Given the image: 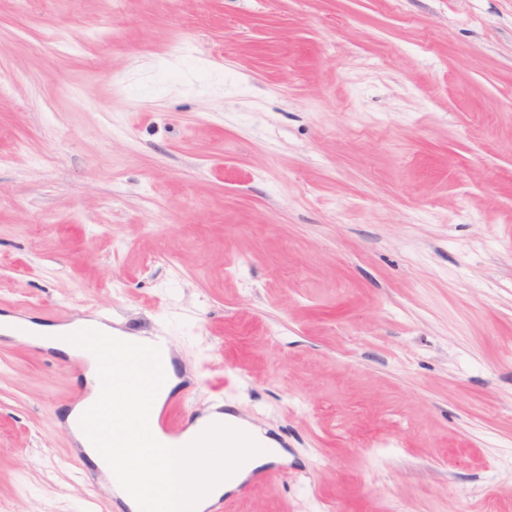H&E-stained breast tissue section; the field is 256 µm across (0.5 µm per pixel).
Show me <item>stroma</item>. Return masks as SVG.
<instances>
[{"label":"stroma","instance_id":"stroma-1","mask_svg":"<svg viewBox=\"0 0 512 512\" xmlns=\"http://www.w3.org/2000/svg\"><path fill=\"white\" fill-rule=\"evenodd\" d=\"M0 85V313L167 336L234 512H512V0H0ZM83 371L0 335V512H127Z\"/></svg>","mask_w":512,"mask_h":512}]
</instances>
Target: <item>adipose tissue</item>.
<instances>
[{
	"label": "adipose tissue",
	"instance_id": "1",
	"mask_svg": "<svg viewBox=\"0 0 512 512\" xmlns=\"http://www.w3.org/2000/svg\"><path fill=\"white\" fill-rule=\"evenodd\" d=\"M84 318L67 324H42L11 314L0 316V335L18 338L32 346L81 359L86 396L66 415V423L83 454L108 480L129 512H141L143 495H150L163 512L176 501L186 503L184 512H205L224 493L242 484L249 475L273 456L282 455V448L254 429L261 446L248 455H236L222 448L205 447L203 433L221 423L222 438L236 434L241 422L234 416L214 412L198 419L178 438L181 448L175 456H157L155 448L129 450L121 441L103 448L87 436L82 421L87 412H95L110 430L127 429L132 410L143 401H151L153 412H160L167 398L179 384L177 365L172 351L162 359L164 375L152 398L132 392L125 372L104 370L105 363L97 352L80 346V332L87 326Z\"/></svg>",
	"mask_w": 512,
	"mask_h": 512
}]
</instances>
